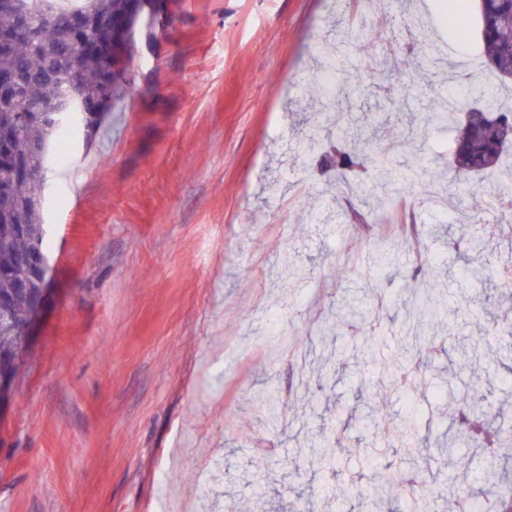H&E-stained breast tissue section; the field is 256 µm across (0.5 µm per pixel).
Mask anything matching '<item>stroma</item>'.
<instances>
[{
	"instance_id": "obj_1",
	"label": "stroma",
	"mask_w": 512,
	"mask_h": 512,
	"mask_svg": "<svg viewBox=\"0 0 512 512\" xmlns=\"http://www.w3.org/2000/svg\"><path fill=\"white\" fill-rule=\"evenodd\" d=\"M348 0H179L155 41L138 42L136 94L108 113L92 144L74 136L42 195L53 249L54 300L0 414V512H406L402 498L366 504L384 481L394 431H447L455 396L479 391L512 417V372L496 366L512 337L475 340L477 323L512 308V284L494 266L512 235L483 250L448 248L452 212L425 205L426 187L392 188L412 209L421 248L448 289L442 326L456 349L420 373L415 394L393 389L386 365L408 320L412 245L388 240L386 215L356 223V198L337 197L335 171L297 154L291 130L305 98L325 95L314 60L330 24L343 73L376 146L400 141L441 172L445 198L488 191L448 168L451 134L407 130L439 91L410 53L385 69L379 45L405 40L399 23L362 29ZM427 16L444 62L481 55L480 20L467 42L449 41L437 0H412ZM404 85L408 97H393ZM393 261L371 266L381 248ZM479 260L486 281L461 275ZM500 302L479 305L483 288ZM374 305L386 343L365 354L363 326L320 337L340 299ZM275 390L277 416L267 411ZM379 410L391 432L361 419ZM341 432L335 471L306 449ZM382 449L367 464L363 449ZM462 464L435 477L452 494L428 512H450L486 486L497 460L460 440ZM286 493L282 507L259 486Z\"/></svg>"
}]
</instances>
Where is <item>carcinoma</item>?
Returning <instances> with one entry per match:
<instances>
[{
    "mask_svg": "<svg viewBox=\"0 0 512 512\" xmlns=\"http://www.w3.org/2000/svg\"><path fill=\"white\" fill-rule=\"evenodd\" d=\"M468 0H452L448 14V37L463 41L468 34ZM127 0H30L25 14L0 10V79L7 77L16 85L9 98L0 97V298L5 301L7 323H0V351L19 345L14 327L28 317L31 295L29 287L40 288L46 278L28 281L26 263L37 250L50 256V238L43 224L41 187L58 140L73 132H83L86 143L94 140L104 116L137 92L134 55L125 44L122 23ZM481 18L484 51L497 75L512 78V0H477ZM77 83L78 103L66 115L58 114L57 105L65 86ZM479 105L459 97L451 106L433 99L432 110L421 114L425 129L448 127L456 136L448 148V166L457 175L496 177L494 193H512V164L502 159L512 155V104L504 103L490 85L476 89ZM299 143L305 150L322 151V127L311 119H301ZM341 145L328 157V165L345 180V189L357 191L371 210L383 209L389 194L368 195L361 184L348 181L349 173L364 166L394 182L403 179L411 184L421 168L417 160L401 158L391 148L375 149L359 138L349 139V131L336 127ZM457 222L467 224L471 240L478 242L484 225L480 216L462 203L454 206ZM411 306L422 328L420 347L431 348L438 337L436 324L448 311L447 289L429 288L422 296L411 298ZM346 315L370 324L367 343L374 345L382 336L373 327V312L350 307ZM481 338L512 336V321L494 323L479 330ZM412 370L400 363L390 373L392 385L411 387ZM456 428L477 447L497 457L500 449L512 444V428L501 419L495 406L478 395L463 396L451 418ZM426 438L415 428L399 432L397 443L400 460L391 480L376 483L361 497L376 503L391 497L392 488L400 485L404 492L422 488L423 496L439 498L445 488L432 481H421L412 465L422 453ZM321 467H334L335 440L323 438L314 449ZM497 483L466 498L468 512H482L490 502L492 512H512V456L502 457Z\"/></svg>",
    "mask_w": 512,
    "mask_h": 512,
    "instance_id": "cac0c4a2",
    "label": "carcinoma"
}]
</instances>
